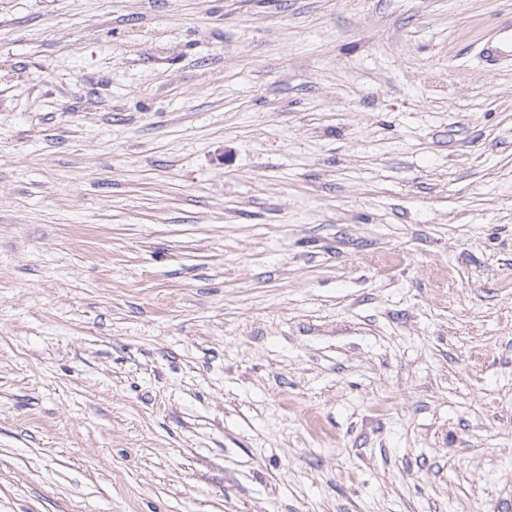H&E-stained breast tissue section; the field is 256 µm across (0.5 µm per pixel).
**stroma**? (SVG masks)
Here are the masks:
<instances>
[{"label":"stroma","instance_id":"stroma-1","mask_svg":"<svg viewBox=\"0 0 512 512\" xmlns=\"http://www.w3.org/2000/svg\"><path fill=\"white\" fill-rule=\"evenodd\" d=\"M510 20L0 0V512H512Z\"/></svg>","mask_w":512,"mask_h":512}]
</instances>
